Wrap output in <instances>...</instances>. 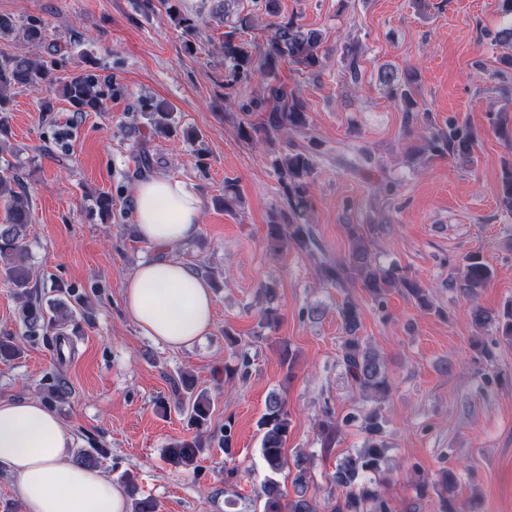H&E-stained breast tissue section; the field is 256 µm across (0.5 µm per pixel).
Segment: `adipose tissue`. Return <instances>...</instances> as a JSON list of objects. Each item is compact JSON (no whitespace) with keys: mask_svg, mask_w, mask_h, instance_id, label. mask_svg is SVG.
<instances>
[{"mask_svg":"<svg viewBox=\"0 0 512 512\" xmlns=\"http://www.w3.org/2000/svg\"><path fill=\"white\" fill-rule=\"evenodd\" d=\"M133 201L143 241L165 250L196 236L203 203L183 181H141ZM122 294L140 333L170 349L191 347L213 328L210 285L181 261L140 262ZM73 444L41 399L0 400V472L16 477L22 512H128L125 496L101 470L72 462Z\"/></svg>","mask_w":512,"mask_h":512,"instance_id":"1","label":"adipose tissue"}]
</instances>
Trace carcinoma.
Listing matches in <instances>:
<instances>
[{
    "label": "carcinoma",
    "mask_w": 512,
    "mask_h": 512,
    "mask_svg": "<svg viewBox=\"0 0 512 512\" xmlns=\"http://www.w3.org/2000/svg\"><path fill=\"white\" fill-rule=\"evenodd\" d=\"M265 12L275 18L271 23L272 35L264 51L254 57L248 47L237 38L236 32L224 33L225 86L232 87L237 82L254 75L263 78L260 93L241 103L240 110L245 114L261 112L258 123L241 124L238 127L242 139L251 141L258 135L269 141L286 137L287 148L278 153L274 166L285 190L287 209L279 211L276 222L266 225V241L276 253L288 249H299L313 258L320 273L340 287L350 284L363 288L370 298L383 304L390 288H401L422 311H430L433 304L419 282L405 274L399 267L382 269L376 265L368 248L370 228L362 224L347 225L350 242L348 256L344 260H332L321 250L314 227L301 222L304 213L311 207L309 178L314 173L316 159L323 154L322 142L311 132L308 122L307 105L288 85L276 77L277 64L286 59L302 69L317 74L322 70L324 56L321 53L320 34L307 30L290 21L276 20L279 14L278 0H262ZM0 34L14 36L22 44L41 45L46 40V30L38 19H28L22 23L13 17L0 15ZM346 70L352 83L361 79L358 51L354 46L345 48ZM50 68L44 61L29 57L20 50L12 55L0 56V154L8 151L7 138L10 135L8 113L11 112V88L28 87L38 89L49 81ZM379 79L388 90L389 96L406 112L408 128L419 121L421 107L416 99L417 74L410 70L403 75L393 70H382ZM101 78L88 70L77 73L63 86V97L71 112L80 116L85 112L99 111L102 108L103 94L100 90ZM139 111L148 117L151 134L168 136L171 133V112L168 108L152 100L139 102ZM297 140H292V137ZM477 136L466 126L452 121L448 128H435L425 134V148L419 158L428 161L449 157L463 164L472 161ZM353 158L336 162L344 163L354 172L371 165L372 151L364 145L351 146ZM133 175L143 177L152 170L151 157L142 147L133 157ZM0 204L5 216L0 223V275L15 288L14 297L20 303L18 318L27 336H60L64 328L73 326L78 330L74 311L61 299L43 303L30 267L27 265L26 229L30 223V197L20 183L14 167L8 163L0 167ZM499 204L512 211V167L502 172ZM493 278V269L483 256L475 253L466 256L459 269L456 287L465 296L475 300L481 289ZM343 329L340 347V363L351 381L366 392L376 403L361 420L360 427L365 435V446L345 457L336 466L332 484L336 487V497L331 499L330 512H392L391 501L386 496L381 475L385 472L386 446L383 441L385 420L379 405L391 396L392 386L386 368L377 351L369 341L360 336L361 312L358 304L347 297L340 307ZM474 325L483 329L492 327L507 340H512V302L499 309H486L474 305L471 309ZM23 348L13 336L0 337V362L10 363L21 358ZM252 366L248 352L241 353L234 367H224L227 379L245 378ZM170 393L177 409L187 413L195 436L190 440H177L168 448L169 460L184 468L195 465L198 457L207 447L205 435L210 424L212 406L207 390L198 389L195 380L188 375H180L170 382ZM290 419L286 403L273 393L266 402L265 412L260 418L263 430L261 454L268 477L257 491V499L262 501V512H317L312 497L308 494L310 477L306 457L295 456L292 484L295 497L286 498L281 484L275 476L288 468L285 445L288 438ZM339 431L338 422L331 415L320 423L324 447L335 442ZM458 479L452 469L441 470L435 479L420 480L415 483L416 495L423 499L432 491L438 498L440 512H458L456 489ZM126 493L132 500V512H158V503L149 498L137 497L138 490L133 478L126 480Z\"/></svg>",
    "instance_id": "cac0c4a2"
}]
</instances>
